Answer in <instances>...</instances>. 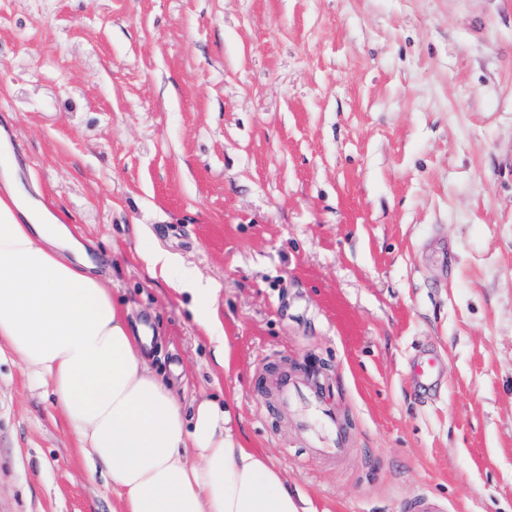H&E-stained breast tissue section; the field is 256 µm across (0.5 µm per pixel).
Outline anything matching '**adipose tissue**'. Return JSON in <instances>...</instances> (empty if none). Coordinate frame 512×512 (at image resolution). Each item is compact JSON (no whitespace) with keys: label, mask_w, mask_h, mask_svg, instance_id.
<instances>
[{"label":"adipose tissue","mask_w":512,"mask_h":512,"mask_svg":"<svg viewBox=\"0 0 512 512\" xmlns=\"http://www.w3.org/2000/svg\"><path fill=\"white\" fill-rule=\"evenodd\" d=\"M139 257L152 278L190 295L219 367H227L216 289L159 248ZM48 388L112 512H316L263 452L245 447L228 409L180 404L149 365L151 341L94 273L86 246L0 181V352Z\"/></svg>","instance_id":"ef3b65f1"}]
</instances>
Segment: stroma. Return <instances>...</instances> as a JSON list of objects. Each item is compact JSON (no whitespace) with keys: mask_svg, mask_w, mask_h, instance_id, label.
I'll return each instance as SVG.
<instances>
[{"mask_svg":"<svg viewBox=\"0 0 512 512\" xmlns=\"http://www.w3.org/2000/svg\"><path fill=\"white\" fill-rule=\"evenodd\" d=\"M0 126L182 404L228 403L318 512H512V0H0ZM145 245L218 288L227 368ZM0 512H112L6 353ZM278 395L283 403L293 402L296 399L303 398L312 403V405L321 410L322 416L329 424V429L336 432V439L332 448H327L325 442L316 435L308 434V440L319 452L331 456H340L346 450V440L341 432V426L336 419V415L326 406L323 398L318 394L315 388L301 384L288 382V376L283 378L278 386Z\"/></svg>","mask_w":512,"mask_h":512,"instance_id":"obj_1","label":"stroma"}]
</instances>
